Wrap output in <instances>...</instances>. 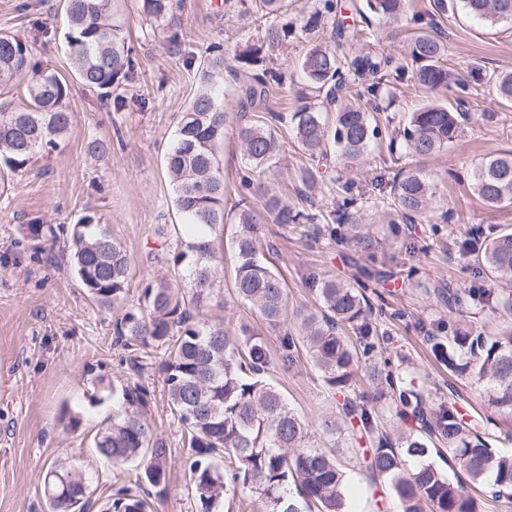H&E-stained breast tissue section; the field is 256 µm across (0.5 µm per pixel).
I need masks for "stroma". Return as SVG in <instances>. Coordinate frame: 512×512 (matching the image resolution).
Returning a JSON list of instances; mask_svg holds the SVG:
<instances>
[{
    "label": "stroma",
    "mask_w": 512,
    "mask_h": 512,
    "mask_svg": "<svg viewBox=\"0 0 512 512\" xmlns=\"http://www.w3.org/2000/svg\"><path fill=\"white\" fill-rule=\"evenodd\" d=\"M121 9L136 59V74L125 94L146 97V106L115 112L99 91L73 85L67 100L71 125L59 148L35 156L21 173L0 176V512H49L43 481L60 457L87 473L96 505L107 502L118 486L135 483L137 467L116 469L100 461L93 449L97 431L119 409L122 386L135 383L153 394L147 417L171 450L165 489L152 493L149 512H196L187 491L190 450L166 405L160 374L131 370L129 350L113 336L111 312L90 301L65 257L71 246L70 229L82 215L92 213L131 258L135 284L129 301L138 297V280L166 274V264L147 262L146 254L157 245V225L178 220L164 155L174 140L178 117L197 89L196 69L186 61L204 55L212 45H222L227 66L224 94L237 100L244 78L232 70L234 53L259 39L262 31L241 18L238 0H182L180 41L173 45L164 34L151 31L138 0H122ZM440 24L449 65L463 69L476 62L487 74L471 97V109L479 119L467 124L446 150L408 161L427 173L432 183L429 222L404 225L396 236L386 221L370 225L376 259L387 274L386 282L376 287L382 312L371 322L378 346L392 365L413 371L419 388L435 401L446 400L449 389H456L461 412L481 424L493 448L510 454L512 426L488 408L485 396L474 390L468 378L448 373L436 361L427 338L447 335L452 319L438 289L488 285L462 251L472 229L494 231L512 225V206L487 208L467 182L453 177L455 171L472 170L486 156L512 150V106L499 103L492 81L493 75L512 71V26H489L460 11L443 16ZM372 29L371 49L397 59L406 57L411 24L376 19ZM64 31L63 0H0V35L24 37L36 62L67 78L71 64ZM304 48L301 40L288 47L287 86L271 91L264 107L250 106L232 116L220 151L225 209H232L238 200L245 167L237 131L256 122L265 110L288 114L300 106L303 81L298 62ZM427 101L422 90L399 84L375 118L380 127H394ZM278 133L288 142L277 165L281 192L296 201L301 185L294 173L311 166L323 185L319 206L332 210L341 165L333 158L310 160L293 142L289 127H280ZM95 139L109 145L103 158H91L86 152ZM398 166L383 142L353 172L354 191L369 212L380 210L386 185ZM35 221L64 225L66 232L54 246L40 244L26 231L27 224ZM263 248L287 284L292 312L316 308L309 286L312 274L350 282L358 266L368 262L352 244L327 243L308 224H267ZM221 278V302L207 309L208 318L223 321L233 331L243 323L257 329L273 358L267 379L311 430H318L321 420L335 412L336 394L305 349L295 351L292 359H282L279 332L268 328L249 304L236 299L232 265H225ZM72 416L77 427L64 430L63 420ZM320 444L338 448L354 512H399L387 488L370 487L363 454L352 453L344 437L324 438Z\"/></svg>",
    "instance_id": "1"
}]
</instances>
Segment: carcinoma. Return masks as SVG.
<instances>
[{"label":"carcinoma","instance_id":"carcinoma-1","mask_svg":"<svg viewBox=\"0 0 512 512\" xmlns=\"http://www.w3.org/2000/svg\"><path fill=\"white\" fill-rule=\"evenodd\" d=\"M120 0H64L65 42L73 68V80L102 91L115 112L128 100L122 86L134 78L136 61L128 46L127 31L119 10ZM140 11L152 30L168 33L171 44L179 42L176 15L181 0H139ZM365 10L390 24L406 20L418 25L411 38L410 61L393 59L373 51L350 58L338 55L328 40L339 47L362 45L372 33L342 13L337 0H321L320 6L298 22L286 19L288 0H255L257 13L272 19L261 39L235 52L233 71L247 77L243 98L249 104L280 86L284 73L267 66L275 52L302 36L307 48L299 60L306 87L323 94L319 105L303 103L286 115L269 112L239 131L247 170L241 177L245 192L238 211H224V176L218 149L233 114L224 102V54L211 50L199 62L201 88L180 114L174 141L165 155V168L173 190V206L180 224H160L156 236L166 248V262L181 277L179 287L167 278L145 282L137 302L127 304L131 262L123 245L110 231L87 214L72 231L71 266L92 301L117 310L116 342L131 347H164L158 363L167 406L183 427L192 460L188 486L197 512H220L229 488L242 486L257 494L261 512H352L348 506L345 473L336 455L315 444L305 421L288 406L279 390L264 378L270 360L255 332L242 325L232 334L224 321L203 314L220 292L219 266L224 253L213 232L224 224L236 226L229 243L235 263L236 297L250 304L272 329L282 328V354L296 347L293 331L286 329L287 293L279 275L262 253L266 220L275 224H318V234L336 241V226L346 227L345 240L368 253L374 244L360 230L363 208L353 193L351 179H336V208L329 219L311 203L315 180L301 170L306 188L305 205L284 201L267 181L266 172L284 150L277 133L287 123L298 146L310 158L335 156L351 170L368 161L380 129L360 101L383 110L391 84H412L428 93L455 89L456 106L430 102L410 113L394 129L389 150L400 144L406 154L432 155L454 142L462 124L471 118L463 111L472 84L481 80L482 68L473 63L466 73L448 66L446 48L433 32L434 22L418 14L408 15L409 0H363ZM461 7L467 14L491 25L512 22V0H435L434 10L445 14ZM25 80L28 104L14 108L0 102V161L12 173L22 171L34 156L56 149L67 134L71 116L65 102L69 81L57 72L32 61L27 41L0 36V92ZM500 103L512 104V73L496 77ZM474 193L491 208L512 204V151L484 158L470 173ZM433 191L420 170H398L389 182L388 198L382 200L393 212L390 223L423 219L430 211ZM263 200V209L252 199ZM34 240L57 238L52 224L27 225ZM464 249L492 284H512V227L485 235ZM385 273L362 266L354 283L326 276L310 277L319 311L300 316L299 339L308 348L314 365L327 385L343 396L340 416L322 421L321 432L335 435L350 430V440L367 437L373 448L366 469L373 481H381L398 502L400 512H481L462 480L451 481L429 458L441 445L450 455V466L470 482H483L491 497H512V454L491 448L483 434L465 421L457 402L427 404L415 385L416 377L387 369L388 361L371 375L375 396L389 400L397 415L411 409L419 427L405 437L404 447L377 427L367 405L350 397L358 381L361 359H374L377 345L369 324L373 303L367 282L381 281ZM494 289L457 291L452 301L459 312L468 304L488 303ZM512 311V292L496 298ZM356 332V340L345 335ZM435 357L456 375L471 380L488 396L499 413L512 415V324L490 335L476 329L457 328L445 336H427ZM127 408L103 426L94 437V448L114 466L134 463L142 468L136 488L119 489L102 512H146L151 489L166 480L169 461L167 442L144 416L150 392L136 383L122 389ZM416 460L405 466L403 455ZM230 460L229 469L222 467ZM45 496L51 512H90L88 476L60 460L45 476Z\"/></svg>","mask_w":512,"mask_h":512}]
</instances>
